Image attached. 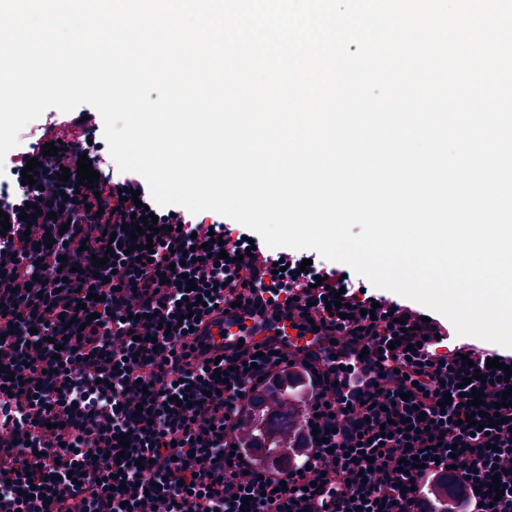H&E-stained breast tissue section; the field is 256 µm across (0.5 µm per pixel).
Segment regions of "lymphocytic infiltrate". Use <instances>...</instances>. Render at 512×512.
Returning a JSON list of instances; mask_svg holds the SVG:
<instances>
[{
	"instance_id": "obj_1",
	"label": "lymphocytic infiltrate",
	"mask_w": 512,
	"mask_h": 512,
	"mask_svg": "<svg viewBox=\"0 0 512 512\" xmlns=\"http://www.w3.org/2000/svg\"><path fill=\"white\" fill-rule=\"evenodd\" d=\"M89 132L82 112H50L37 144L62 151L40 158L36 186L0 193L11 224L0 236V512H432L443 485L453 512H512V406L501 403L511 355L377 299L336 265L281 261L240 225L155 205L146 181L103 174L101 160L93 187L59 182ZM28 202L41 207L30 223L19 218ZM149 211L161 232L123 231ZM185 276L196 289H179ZM258 286L285 315L364 348L372 389L346 399L335 371L266 344L208 358L195 326L218 306L254 314ZM336 295L346 311L327 309ZM494 358L502 369H487ZM476 374L486 380L477 432L463 421ZM302 379L301 460L282 473L238 432L252 401Z\"/></svg>"
}]
</instances>
